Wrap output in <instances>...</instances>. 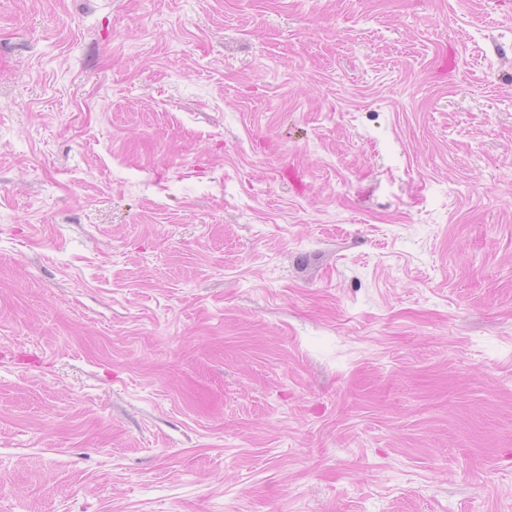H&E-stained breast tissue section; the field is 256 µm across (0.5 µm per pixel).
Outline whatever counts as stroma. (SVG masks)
<instances>
[{
  "label": "stroma",
  "mask_w": 512,
  "mask_h": 512,
  "mask_svg": "<svg viewBox=\"0 0 512 512\" xmlns=\"http://www.w3.org/2000/svg\"><path fill=\"white\" fill-rule=\"evenodd\" d=\"M0 512H512V0H0Z\"/></svg>",
  "instance_id": "stroma-1"
}]
</instances>
